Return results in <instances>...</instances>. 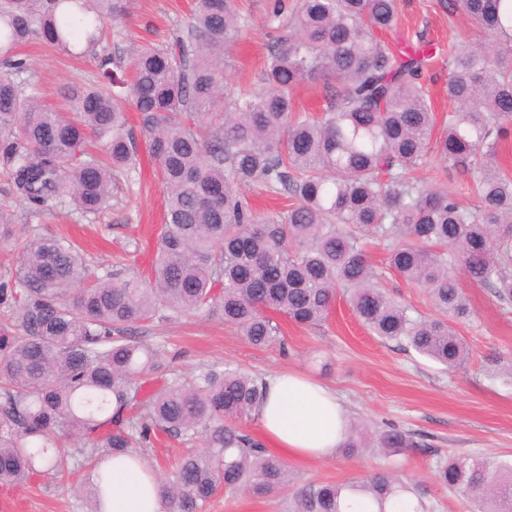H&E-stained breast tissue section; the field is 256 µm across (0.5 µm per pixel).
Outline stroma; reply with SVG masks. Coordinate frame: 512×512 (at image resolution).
<instances>
[{
  "label": "stroma",
  "mask_w": 512,
  "mask_h": 512,
  "mask_svg": "<svg viewBox=\"0 0 512 512\" xmlns=\"http://www.w3.org/2000/svg\"><path fill=\"white\" fill-rule=\"evenodd\" d=\"M194 4L195 0H134L131 14L115 23L102 46L76 57L38 42L27 44L21 50L27 67L16 80L24 94L36 93L52 103L63 85L97 81L101 55L111 56L117 74L125 75L140 47L172 39L186 29ZM273 5L274 0H243L250 25L226 50L231 63L228 85L260 90L259 76L276 36L267 23ZM398 9L399 25L384 39L394 45L421 35L440 47L424 81L436 110L446 112L451 106L446 48L483 40L484 35L472 28L462 12H449L441 0H399ZM119 102L129 115L127 133L136 144L138 164L114 186L112 205L100 215H81L63 202L46 214L31 215L27 206L10 194V163L0 153V206L13 220L11 240L0 242V282L13 275L16 242L34 234L71 237L85 250L98 275H149L164 223L165 188L152 168L132 100L123 95ZM365 248L382 288L419 313L435 315L425 288L407 284L388 267L386 241L370 238ZM465 289L473 313L456 327L471 355L450 373L396 342L374 336L341 297L323 326L306 328L281 319L285 339L281 346L249 344L225 326L216 312L145 323L136 334L150 342L168 341L180 353V368L186 373L226 362L254 376L288 370L321 381L335 392L353 426L370 432L395 427L422 442V449L409 450L394 462L404 476L426 488L435 512H469L465 498L448 493L439 484L436 464L451 453L512 461V384L490 376L502 361L512 359V307L501 309L488 289L470 283ZM84 445L77 437L68 438L65 444L69 482L43 473L22 487H0V512H86L88 499L81 488L89 472L78 453ZM384 464L376 453L347 456L339 452L323 460L292 459L288 467L298 484L344 483L367 476ZM207 512H288V498H257L245 491L220 493Z\"/></svg>",
  "instance_id": "obj_1"
}]
</instances>
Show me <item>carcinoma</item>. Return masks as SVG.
Returning <instances> with one entry per match:
<instances>
[{
	"mask_svg": "<svg viewBox=\"0 0 512 512\" xmlns=\"http://www.w3.org/2000/svg\"><path fill=\"white\" fill-rule=\"evenodd\" d=\"M131 0H0V149L17 199L36 214L66 196L86 213L112 199L114 175L135 169L114 94L125 84L150 158L166 188L164 228L152 274L96 275L71 240L29 237L15 272L0 283V487L63 469L59 439L78 435L95 475L83 493L99 512L105 458L165 435L200 449L161 480L165 512H206L222 489L288 494L293 512H348L342 494L376 512L406 494L412 512H433L416 485L379 471L356 482L294 484L287 463L241 422L266 395L264 379L229 364L178 374L179 354L133 335L136 325L217 309L253 346L279 340L269 313L318 327L341 293L369 331L446 370L469 357L455 323L472 314L458 274L512 307V175L501 166L512 136V0H449L489 43L450 47L454 109L440 122L422 75L435 53L418 38L390 48L396 0H296L268 23L282 30L261 72L262 89L226 96L224 49L249 26L240 0H197L186 33L137 51L129 81L101 60L93 87L68 85L58 107L25 96L17 49L39 40L75 56L95 47ZM329 86L320 116L296 112L291 91ZM467 176L477 201L419 177L430 157ZM261 183L295 200L262 215L242 193ZM393 240L390 267L428 292L440 316H424L381 288L362 240ZM387 457L416 447L387 429L347 436L343 451ZM439 483L477 512H512V465L454 454Z\"/></svg>",
	"mask_w": 512,
	"mask_h": 512,
	"instance_id": "cac0c4a2",
	"label": "carcinoma"
}]
</instances>
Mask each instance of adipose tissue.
Masks as SVG:
<instances>
[{
  "mask_svg": "<svg viewBox=\"0 0 512 512\" xmlns=\"http://www.w3.org/2000/svg\"><path fill=\"white\" fill-rule=\"evenodd\" d=\"M266 382L256 416L277 451L299 460L332 456L348 424L335 393L297 373H279ZM101 512H164L157 478L142 460L113 459Z\"/></svg>",
  "mask_w": 512,
  "mask_h": 512,
  "instance_id": "1",
  "label": "adipose tissue"
}]
</instances>
